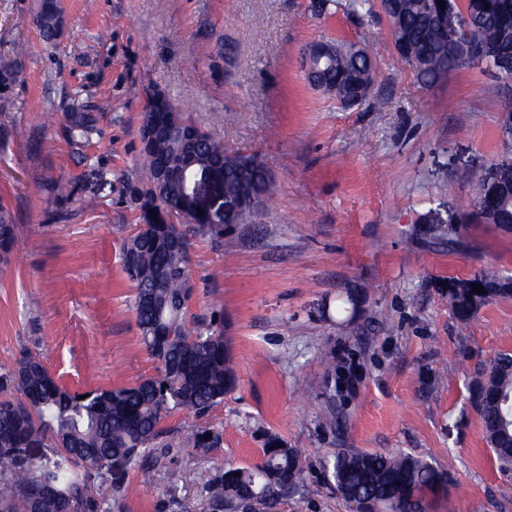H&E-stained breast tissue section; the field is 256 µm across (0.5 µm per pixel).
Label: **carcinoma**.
<instances>
[{
	"instance_id": "carcinoma-1",
	"label": "carcinoma",
	"mask_w": 512,
	"mask_h": 512,
	"mask_svg": "<svg viewBox=\"0 0 512 512\" xmlns=\"http://www.w3.org/2000/svg\"><path fill=\"white\" fill-rule=\"evenodd\" d=\"M397 6L392 46L427 84L445 72L471 68L461 50L477 42L488 52L512 54V0H448V19L441 20L437 0H394ZM58 0H41L34 18L43 40L59 34ZM318 88L341 86L360 104L371 97L372 82L364 67L347 50L322 66L312 80ZM153 120L174 131L195 125L192 118L163 91L147 96L142 124ZM97 117L83 109L69 115L72 139L96 130ZM192 155L195 169L213 175L224 193L242 192L261 199L269 193L265 167L253 156L229 154L224 142L206 132L195 141L162 137L141 145L139 158L145 183L133 195L140 230L123 247V269L134 284V310L141 340L161 368L157 375L115 390L93 392L86 398L63 387L41 360L25 354L17 363L20 395L0 384V512H98L92 477L114 470L123 474L153 446L168 448L159 439L167 433L166 417L189 410L202 415L224 401L237 385L224 330L208 326L190 329L184 310L191 293L187 267L191 237H221L224 225L198 215L180 182L171 178L157 186V167L163 159ZM502 187L476 184L474 207L486 224H512V164L503 166ZM165 208H149L155 197ZM192 216L183 229L174 218ZM18 245L15 225L0 212V262L9 261ZM501 278L494 269L473 277L448 280L445 296L463 324L493 296L471 300L473 285ZM469 387L477 392L473 407L484 436L504 470L512 468V406L498 396L512 391V354L502 352ZM181 442L193 448H218L222 434L214 429L188 430ZM51 448L53 457L36 459L29 448ZM263 461L253 467L228 462L219 469L224 491L216 509L274 512L280 502L305 487L302 454L277 435L263 440ZM325 474L347 501L367 512H426L427 497L447 483V472L410 453H370L343 449L323 458Z\"/></svg>"
}]
</instances>
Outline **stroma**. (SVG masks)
Returning a JSON list of instances; mask_svg holds the SVG:
<instances>
[{"mask_svg": "<svg viewBox=\"0 0 512 512\" xmlns=\"http://www.w3.org/2000/svg\"><path fill=\"white\" fill-rule=\"evenodd\" d=\"M59 0L54 44L32 22L39 0H0V206L20 245L0 269V377L24 352L88 393L155 375L122 261L138 229L143 100L158 88L229 153L271 175L252 223L189 250V324L222 317L238 378L207 414L170 429L216 428L221 447L155 449L122 478H97L104 512H212L217 466L260 463L264 433L304 451L306 486L278 512H354L323 457L343 448L409 452L448 471L428 512H512L467 385L512 352V298L460 324L442 282L487 267L512 275V233L470 216L475 182L512 160L500 131L512 80L480 65L428 85L391 47L380 0ZM367 50L374 100L344 106L305 79V48ZM230 50L223 72L207 61ZM98 117L72 142L67 115ZM69 182L60 198L45 186ZM462 216L455 247L424 216ZM357 307L344 309L346 292ZM180 474L169 483V472Z\"/></svg>", "mask_w": 512, "mask_h": 512, "instance_id": "1", "label": "stroma"}]
</instances>
